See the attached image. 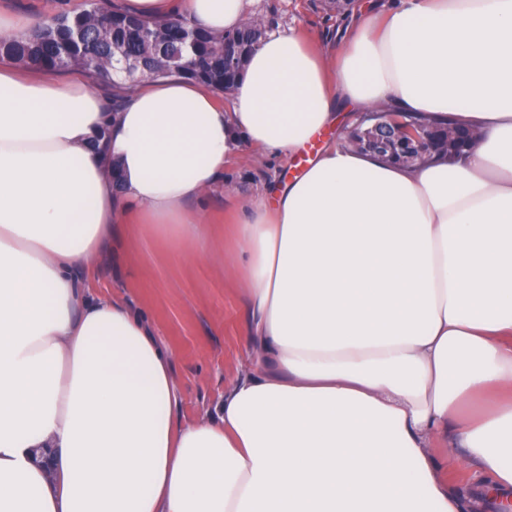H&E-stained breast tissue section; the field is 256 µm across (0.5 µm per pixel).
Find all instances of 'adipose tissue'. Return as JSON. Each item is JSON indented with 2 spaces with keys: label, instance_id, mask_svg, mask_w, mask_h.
Listing matches in <instances>:
<instances>
[{
  "label": "adipose tissue",
  "instance_id": "ef3b65f1",
  "mask_svg": "<svg viewBox=\"0 0 512 512\" xmlns=\"http://www.w3.org/2000/svg\"><path fill=\"white\" fill-rule=\"evenodd\" d=\"M251 0H122L240 27ZM388 107L471 128L391 163L344 136L234 205L249 364L179 422L172 353L90 292L120 225L202 259V201L242 145L292 157ZM512 498V0H387L332 52L296 29L230 105L188 78L125 93L0 66V512H464L434 444Z\"/></svg>",
  "mask_w": 512,
  "mask_h": 512
}]
</instances>
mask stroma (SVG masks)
Returning a JSON list of instances; mask_svg holds the SVG:
<instances>
[{"instance_id":"1","label":"stroma","mask_w":512,"mask_h":512,"mask_svg":"<svg viewBox=\"0 0 512 512\" xmlns=\"http://www.w3.org/2000/svg\"><path fill=\"white\" fill-rule=\"evenodd\" d=\"M253 10L268 33L294 27L325 51L352 20L345 11L330 7L328 0H255ZM291 172L288 160H268L242 147L224 172L223 187L212 191L205 202L214 248L211 257L181 258L178 241L132 224L125 256L116 262L105 256L98 262L91 278L93 293L125 298L172 352L181 391L180 419L191 421L215 411L225 386L248 361L240 338L246 301L224 262L232 231V198L251 195L275 178L287 180ZM446 476L473 512H492L476 468H462L452 461Z\"/></svg>"}]
</instances>
